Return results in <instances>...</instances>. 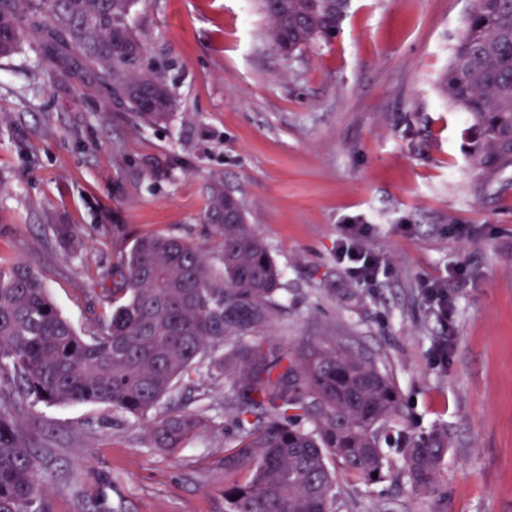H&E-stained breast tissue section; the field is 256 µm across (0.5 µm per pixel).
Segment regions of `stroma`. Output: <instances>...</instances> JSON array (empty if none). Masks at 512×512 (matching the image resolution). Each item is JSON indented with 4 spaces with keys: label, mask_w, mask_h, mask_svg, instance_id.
<instances>
[{
    "label": "stroma",
    "mask_w": 512,
    "mask_h": 512,
    "mask_svg": "<svg viewBox=\"0 0 512 512\" xmlns=\"http://www.w3.org/2000/svg\"><path fill=\"white\" fill-rule=\"evenodd\" d=\"M472 6L350 0L334 34L289 60L253 0H140L144 64L176 100L156 126L23 42L0 59V265L25 261L92 335L110 308L102 277L135 239L175 237L215 259L206 187L222 180L282 273L265 346L370 357L412 430L448 432L432 491L340 470L335 512H512V169L471 168L478 131L438 90ZM344 224L366 225V246L387 259L372 285L336 258ZM435 280L448 284L444 318L424 288ZM0 390L14 395L50 512H224L235 429L206 364L139 418L36 404L7 375ZM171 411L208 426L168 452L148 425Z\"/></svg>",
    "instance_id": "obj_1"
}]
</instances>
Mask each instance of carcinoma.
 <instances>
[{"instance_id": "1", "label": "carcinoma", "mask_w": 512, "mask_h": 512, "mask_svg": "<svg viewBox=\"0 0 512 512\" xmlns=\"http://www.w3.org/2000/svg\"><path fill=\"white\" fill-rule=\"evenodd\" d=\"M139 0H0V58L26 39L62 72L92 76L145 125L166 121L175 99L144 68L131 18ZM270 38L293 57L335 32L348 0H255ZM448 105L479 129L472 166H512V0H473L440 83ZM204 220L219 268L190 243L147 235L105 277L112 308L84 336L29 266H0V372L36 403L99 404L145 415L207 360L231 395L236 443L224 452V512H335L332 458L371 481L397 449L416 490L433 487L448 434L389 431L400 411L393 381L368 357L338 345L273 356L256 341L278 307L281 274L239 200L214 181ZM205 421L179 411L149 426L158 448H178ZM0 512H48L37 454L0 395Z\"/></svg>"}]
</instances>
